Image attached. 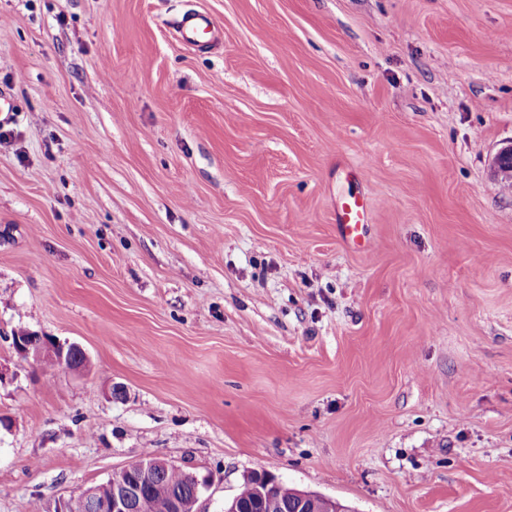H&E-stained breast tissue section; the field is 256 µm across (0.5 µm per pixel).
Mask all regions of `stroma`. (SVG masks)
I'll return each mask as SVG.
<instances>
[{
	"label": "stroma",
	"mask_w": 512,
	"mask_h": 512,
	"mask_svg": "<svg viewBox=\"0 0 512 512\" xmlns=\"http://www.w3.org/2000/svg\"><path fill=\"white\" fill-rule=\"evenodd\" d=\"M2 89L0 512L148 452L201 512H512V0H0ZM182 39L191 44L200 43L198 40L202 33L210 32V20L203 14L185 16L180 25ZM491 169L495 177L512 187V144L502 147L493 157ZM367 222L366 197L348 193L336 202V224L343 240L363 247ZM29 335L36 334L30 331H19L13 335L15 338V348L18 350L19 356L22 359L28 360L32 357L34 361H42L43 364L48 366H55L56 362L59 366L73 371H78L85 366L87 355L78 344L71 343L64 345L47 336ZM76 351H81L84 357V361L80 365L73 360V354ZM249 476L261 484V486L255 485L260 493L263 494L271 486L272 490L277 491L281 497L283 496L286 499L288 507L294 512H351L336 499L288 488L273 475L266 472H254ZM236 496L240 500L241 512H270V510H272V512H281L284 510L281 508L270 509L268 506L264 507L262 502L257 501V491L255 490L254 481L252 479L244 480ZM237 497L224 503V512H240Z\"/></svg>",
	"instance_id": "35a3bbf8"
}]
</instances>
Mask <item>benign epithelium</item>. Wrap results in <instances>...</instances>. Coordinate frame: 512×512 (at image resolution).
I'll list each match as a JSON object with an SVG mask.
<instances>
[{
	"mask_svg": "<svg viewBox=\"0 0 512 512\" xmlns=\"http://www.w3.org/2000/svg\"><path fill=\"white\" fill-rule=\"evenodd\" d=\"M491 169L495 177L512 187V144L501 148L495 154ZM14 338L15 348L24 360L31 358L41 362L51 359L66 369H81L73 360V354L81 350L76 343L64 345L47 336H33L29 331H19L14 334ZM172 466L171 462L154 458L142 464L138 482L127 483L114 475L110 483L91 486L74 498L55 502L48 508V512H77V508L87 504L97 508L98 512H130L131 503L141 486L152 480L160 471ZM251 477L259 482V492L264 493L269 489L278 492L286 499L288 507L293 512H352L333 498L290 488L266 472H254ZM199 501L198 496L189 503L173 498L164 507V512H200Z\"/></svg>",
	"mask_w": 512,
	"mask_h": 512,
	"instance_id": "benign-epithelium-1",
	"label": "benign epithelium"
}]
</instances>
